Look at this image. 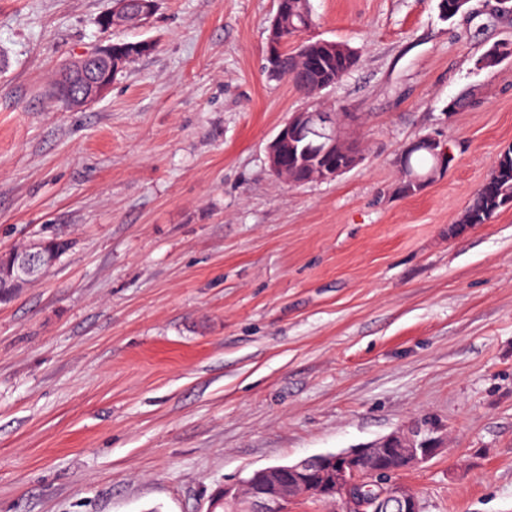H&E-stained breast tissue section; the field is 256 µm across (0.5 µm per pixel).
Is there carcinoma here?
I'll return each instance as SVG.
<instances>
[{
	"label": "carcinoma",
	"mask_w": 512,
	"mask_h": 512,
	"mask_svg": "<svg viewBox=\"0 0 512 512\" xmlns=\"http://www.w3.org/2000/svg\"><path fill=\"white\" fill-rule=\"evenodd\" d=\"M295 34L286 33L280 79L292 81L301 91L314 96L319 86L331 87L341 82L359 63V56L341 46L330 53L317 39L302 42L301 52L288 49L295 43ZM512 56V43H501L489 49L480 59L483 68L496 66ZM433 155L418 150L408 157V166L418 172H427L434 167ZM512 205V146L502 150L494 163L489 177L475 193L467 207L461 226L485 224L501 209Z\"/></svg>",
	"instance_id": "carcinoma-1"
}]
</instances>
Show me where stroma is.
I'll list each match as a JSON object with an SVG mask.
<instances>
[{
    "label": "stroma",
    "instance_id": "1",
    "mask_svg": "<svg viewBox=\"0 0 512 512\" xmlns=\"http://www.w3.org/2000/svg\"><path fill=\"white\" fill-rule=\"evenodd\" d=\"M470 0H311L360 50L322 103L364 160L283 183L266 147L311 103L262 70L274 0H0V254L70 248L0 301V512H209L249 473L435 422L401 474L423 512H512V206L459 228L512 146V14ZM149 42L89 107L48 79ZM461 99L456 111L451 100ZM456 161L413 195L421 136ZM156 5V0H114L112 9L103 15L107 30L104 27L103 29L107 32L112 31L130 10H134L138 15L140 24L145 25L153 17ZM418 148L430 149L437 157V170L448 169V159L454 155L449 142L440 140L431 136H424L409 146H407L401 153V163L405 162L408 154Z\"/></svg>",
    "mask_w": 512,
    "mask_h": 512
}]
</instances>
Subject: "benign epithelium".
I'll return each mask as SVG.
<instances>
[{"mask_svg":"<svg viewBox=\"0 0 512 512\" xmlns=\"http://www.w3.org/2000/svg\"><path fill=\"white\" fill-rule=\"evenodd\" d=\"M277 9L267 36L266 60L269 70H277L278 57L284 45V20L288 19V0H276ZM157 0H113L112 9L104 14L107 31L119 25L133 10L140 24H147L156 10ZM127 57L113 51L112 44L80 59L68 62L55 83L53 93L66 107L82 109L105 95L113 79L125 67ZM359 117L352 112H338L318 107L294 112L279 129L267 147L271 171L286 183L293 182L290 163L307 171V181L332 180L356 166L361 155L353 150L339 166L310 165L306 156L296 151V141L315 133L319 142L315 149L324 156L336 154L346 144L345 130L357 125ZM418 148L431 150L437 157V169L448 168L453 156L449 142L424 136L401 153V159ZM52 265L44 243L10 252L0 260V270L7 269L13 277L11 291L23 287ZM436 428L421 423L411 433L397 432L376 444L303 458L288 466H273L254 471L242 480V487L224 486L215 505L224 512H291V505L300 499H311L326 512H421L416 495L397 480L401 469L386 463L394 457L406 462V468L420 466L432 459L443 445L435 436ZM371 484L378 485L372 495L365 493Z\"/></svg>","mask_w":512,"mask_h":512,"instance_id":"obj_1","label":"benign epithelium"}]
</instances>
